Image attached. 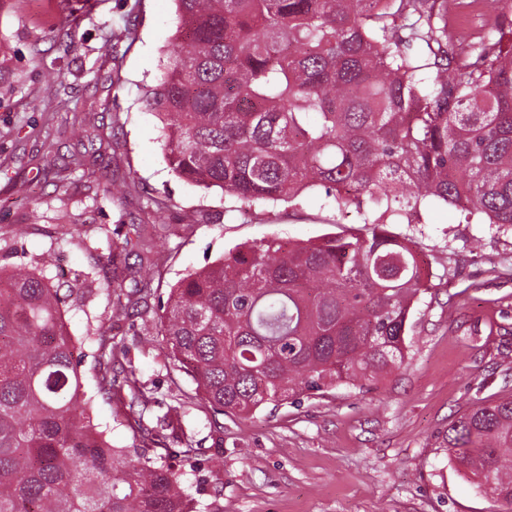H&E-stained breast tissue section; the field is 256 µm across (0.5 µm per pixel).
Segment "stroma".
I'll return each mask as SVG.
<instances>
[{"mask_svg":"<svg viewBox=\"0 0 512 512\" xmlns=\"http://www.w3.org/2000/svg\"><path fill=\"white\" fill-rule=\"evenodd\" d=\"M175 10L173 0H0V59L10 72L0 86V264H29L51 250L54 283L88 277L92 296L66 306L64 317L80 344L95 423L113 447L130 448L131 421L170 420L166 462L211 512H497L437 443L460 413L512 393V230L466 223L447 206L426 209L422 223L394 225L418 242L434 287L411 316L407 365L371 391L343 385L244 419L213 413L193 380L166 364L156 312L188 272L247 243L361 227L356 212H337L320 189L292 206L244 210L220 189L171 172L144 89L161 74ZM56 80L58 96L44 97ZM77 116L111 137V150L98 156L72 140L64 128ZM77 150L89 155L95 193L64 167ZM118 178L130 191L115 201L106 189ZM151 199L168 203L154 235L153 294L146 312L115 322L107 286L131 288L132 275L113 262L112 244ZM34 209L36 224L28 221ZM184 210L201 222L180 224ZM73 222L81 236L59 239L57 225ZM100 332L114 352L107 401L95 396ZM128 370L148 404H133Z\"/></svg>","mask_w":512,"mask_h":512,"instance_id":"stroma-1","label":"stroma"}]
</instances>
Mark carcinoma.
<instances>
[{"instance_id":"cac0c4a2","label":"carcinoma","mask_w":512,"mask_h":512,"mask_svg":"<svg viewBox=\"0 0 512 512\" xmlns=\"http://www.w3.org/2000/svg\"><path fill=\"white\" fill-rule=\"evenodd\" d=\"M180 27L145 89L180 179L242 208L323 187L364 232L233 249L183 276L159 317L165 360L217 414L248 417L400 369L414 304L433 288L421 249L390 230L444 203L512 228V0L466 45L448 0H175ZM150 222L120 321L151 295ZM34 265L0 266V512H199L158 453L115 448L89 413L64 297ZM93 292L78 278L67 297ZM438 448L512 512V395L464 411Z\"/></svg>"}]
</instances>
